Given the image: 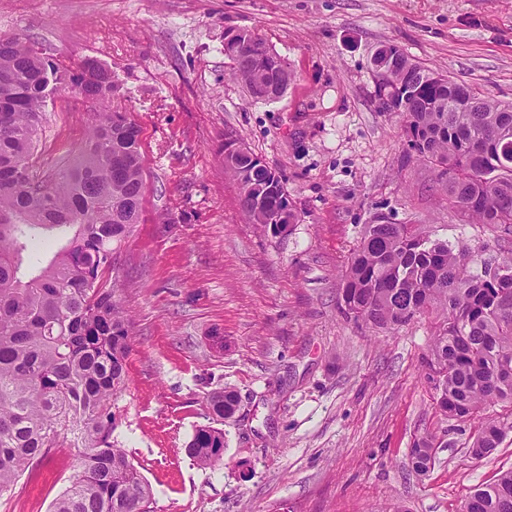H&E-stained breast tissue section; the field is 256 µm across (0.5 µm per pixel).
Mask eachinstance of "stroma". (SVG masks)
I'll return each mask as SVG.
<instances>
[{"mask_svg": "<svg viewBox=\"0 0 512 512\" xmlns=\"http://www.w3.org/2000/svg\"><path fill=\"white\" fill-rule=\"evenodd\" d=\"M247 30L285 62L284 94L257 101L234 79L224 37ZM53 48L58 63L109 65L110 102L141 129L140 224L112 272L133 318L115 437L153 491L152 512H459L512 469V432L470 453L472 423L446 417L423 365L441 320L396 329L345 317L338 290L364 225H424L482 256L512 234L462 221L437 168L406 155L402 119L380 111L370 60L395 45L458 82L512 102V0H0V34ZM88 114L49 101L39 163L72 161ZM281 176L297 220L272 235L238 207L225 141ZM240 407L221 422L224 463L187 444L214 390ZM431 433L430 471L409 451ZM80 471L57 448L0 497V512H49Z\"/></svg>", "mask_w": 512, "mask_h": 512, "instance_id": "stroma-1", "label": "stroma"}]
</instances>
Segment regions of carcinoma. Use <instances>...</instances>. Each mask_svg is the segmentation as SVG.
<instances>
[{
	"mask_svg": "<svg viewBox=\"0 0 512 512\" xmlns=\"http://www.w3.org/2000/svg\"><path fill=\"white\" fill-rule=\"evenodd\" d=\"M233 59V76L260 100L264 86H288L285 65L260 38ZM438 71L396 56L385 67L394 85L416 83L403 116L408 146L446 181L448 207L464 221L512 231V104L465 87L460 102ZM118 78L97 59L63 67L26 38L0 36V496L67 439L81 446L77 478L51 512H151L152 489L114 439L112 405L125 387L129 318L106 274L115 246L140 223L145 195L140 128L107 103ZM70 91L92 114L88 136L70 166L46 175L33 155L45 108ZM240 185L250 223L275 234L295 223L280 198L281 177L250 153L224 158ZM58 244L46 258L36 241ZM341 312L395 329L439 309L445 323L426 357L436 377L438 405L467 422L487 406L512 403V259H482L432 237L414 224L379 217L364 225L340 288ZM223 420L237 394L208 399ZM512 422H479L472 455L498 448ZM201 464L223 465L224 430L196 428L187 445ZM429 435L413 445L410 463L426 473L434 459ZM460 512H512V469L481 485Z\"/></svg>",
	"mask_w": 512,
	"mask_h": 512,
	"instance_id": "obj_1",
	"label": "carcinoma"
}]
</instances>
